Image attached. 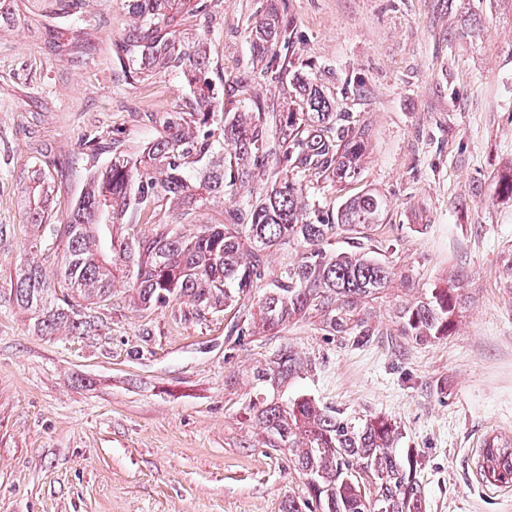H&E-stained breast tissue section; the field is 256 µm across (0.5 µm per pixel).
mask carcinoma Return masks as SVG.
<instances>
[{
    "mask_svg": "<svg viewBox=\"0 0 512 512\" xmlns=\"http://www.w3.org/2000/svg\"><path fill=\"white\" fill-rule=\"evenodd\" d=\"M220 0H128L137 24L114 42L113 51L134 76L179 70L196 99L195 112H168L162 132L132 155L118 154L90 172L79 198L51 228L58 251L57 275L69 292L58 293L42 265H22L9 295L31 313L38 330L62 328L84 335L94 324L92 306L112 300L115 274L134 303L149 309L189 299L196 307H230L265 284L258 300L264 331L315 315L326 335L356 344L379 335L369 323V304L391 287L396 273L357 246L338 252L336 238L361 235L384 210L383 199L364 193L337 214L311 217L293 172L327 176L338 184L361 174L367 131L336 120L322 91L296 74L291 86L298 107L286 112H226L209 78L204 43H187L180 27L209 19ZM266 58L286 41L287 29L270 15L250 33ZM275 132L268 134V124ZM276 161L270 186L256 203L227 211L221 224L185 232L161 221L150 237L123 234V227L151 220L165 201L201 209L235 190L251 168ZM52 174L35 168L25 187L26 220L48 224ZM295 242L297 263L267 280L263 253ZM462 303L460 288H431L401 304L397 335L416 344L448 336ZM288 345L253 370L258 393L249 415L267 432L268 446L286 448L307 480L308 498L286 500L281 512H425L412 450L399 447L398 423L380 415H349L300 395L284 400L275 391L307 370Z\"/></svg>",
    "mask_w": 512,
    "mask_h": 512,
    "instance_id": "1",
    "label": "carcinoma"
}]
</instances>
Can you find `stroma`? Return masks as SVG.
Instances as JSON below:
<instances>
[{
    "instance_id": "1",
    "label": "stroma",
    "mask_w": 512,
    "mask_h": 512,
    "mask_svg": "<svg viewBox=\"0 0 512 512\" xmlns=\"http://www.w3.org/2000/svg\"><path fill=\"white\" fill-rule=\"evenodd\" d=\"M272 8L292 31L276 48L277 82L250 41ZM133 22L125 0H18L0 28V512H280L305 499L293 458L268 448L246 413L254 368L285 344L313 367L283 397L398 422L426 512H512V491L476 478L484 439L512 437V195L499 185L512 174V0H222L211 22L186 23L185 41L209 50L225 111H286L299 70L368 128L356 180L304 181L324 214L367 191L385 202L361 244L414 289L396 283L374 302L380 334L362 346L329 339L314 316L237 342L230 327L256 314L252 301L145 310L120 286L85 336L43 334L9 301L33 237L56 268L48 226L22 213L34 165L64 161L53 173L64 223L91 167L110 163L113 138L137 152L158 134L156 115L195 108L181 73L133 80L114 59ZM75 25L88 48L48 53L49 32ZM268 176L253 170L223 204H167L160 217L183 230L222 222L264 195ZM451 284L463 303L449 336H397L395 310L411 292Z\"/></svg>"
}]
</instances>
